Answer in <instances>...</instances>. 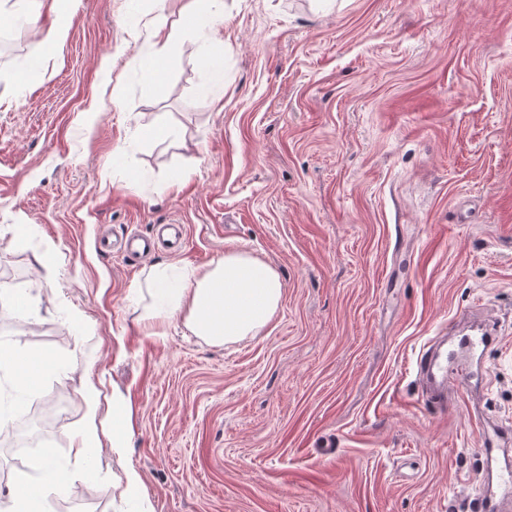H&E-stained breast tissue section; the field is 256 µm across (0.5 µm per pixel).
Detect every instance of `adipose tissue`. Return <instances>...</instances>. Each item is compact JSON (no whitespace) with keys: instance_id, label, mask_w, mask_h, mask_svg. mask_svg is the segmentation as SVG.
<instances>
[{"instance_id":"ef3b65f1","label":"adipose tissue","mask_w":512,"mask_h":512,"mask_svg":"<svg viewBox=\"0 0 512 512\" xmlns=\"http://www.w3.org/2000/svg\"><path fill=\"white\" fill-rule=\"evenodd\" d=\"M224 22L223 0H192L180 22L153 24V48L140 58L146 82H154L187 27H214ZM283 284L277 269L241 250L226 251L213 265L197 271L172 288L154 290L158 309L170 320H182L195 336L211 345L257 335L277 312ZM68 475L53 457H36L28 471L19 473L10 488V512H45L51 496L65 492Z\"/></svg>"}]
</instances>
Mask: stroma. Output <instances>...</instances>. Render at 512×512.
Returning a JSON list of instances; mask_svg holds the SVG:
<instances>
[{
	"label": "stroma",
	"mask_w": 512,
	"mask_h": 512,
	"mask_svg": "<svg viewBox=\"0 0 512 512\" xmlns=\"http://www.w3.org/2000/svg\"><path fill=\"white\" fill-rule=\"evenodd\" d=\"M187 3L74 0L37 60L55 15L31 7L0 59V263L23 303L0 307L22 361L0 371V440L50 416L40 448L72 480L47 512H124L131 469L144 512H476L469 414L512 428V0H224L143 82L147 22ZM161 224L180 251L95 246ZM231 249L280 273L274 319L219 346L179 321L147 335L154 272ZM457 314L502 336L444 407L416 369ZM40 448L0 451V512ZM74 2V1H70ZM68 1L52 0V8L56 14L57 24L55 28L50 30V35L39 42H37L31 50L32 56L40 58L53 44L61 39L62 33L66 29L63 13L68 10ZM87 407V423L83 432L78 435L76 453L86 462L97 461L100 443L97 436L96 415L99 408V394L94 386H88L83 392Z\"/></svg>",
	"instance_id": "35a3bbf8"
}]
</instances>
